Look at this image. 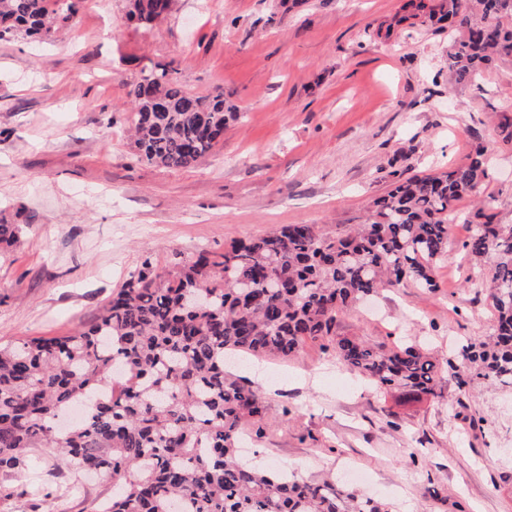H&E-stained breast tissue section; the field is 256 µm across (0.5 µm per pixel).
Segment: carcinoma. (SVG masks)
Returning <instances> with one entry per match:
<instances>
[{"label": "carcinoma", "mask_w": 512, "mask_h": 512, "mask_svg": "<svg viewBox=\"0 0 512 512\" xmlns=\"http://www.w3.org/2000/svg\"><path fill=\"white\" fill-rule=\"evenodd\" d=\"M174 2L131 0L129 19L151 26ZM81 3L0 0V40L20 32L48 40ZM405 7L425 23L448 24V72L458 85L512 60V0ZM128 95L140 158L172 170L220 144L234 116L224 95L197 96L166 68L142 72ZM495 135L512 148V116L498 120ZM487 164L477 147L462 166L398 181L348 233L289 224L234 238L221 254L199 250L173 269L147 263L82 329L0 343V471L25 469L40 448L73 484L100 473L112 500L92 512H392L332 475L272 473L240 456L241 437L262 424L266 405L226 364L288 360L312 342L381 393L439 396L442 370L427 346L403 338L386 346L337 329L342 315L382 289L437 288L448 225L461 219L456 204L475 192ZM487 210L482 201L464 218V248L470 278L489 267L493 334L446 360L461 388L512 384V225L494 223Z\"/></svg>", "instance_id": "cac0c4a2"}]
</instances>
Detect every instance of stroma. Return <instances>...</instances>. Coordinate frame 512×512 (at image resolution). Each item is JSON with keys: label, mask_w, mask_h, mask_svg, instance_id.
Here are the masks:
<instances>
[{"label": "stroma", "mask_w": 512, "mask_h": 512, "mask_svg": "<svg viewBox=\"0 0 512 512\" xmlns=\"http://www.w3.org/2000/svg\"><path fill=\"white\" fill-rule=\"evenodd\" d=\"M405 0H177L151 29L128 0H87L73 26L38 42L0 41V342L62 336L88 323L132 273L285 224L333 235L361 223L398 179L492 156L474 196L512 224V153L491 120L512 114V61L451 86L448 31L406 17ZM175 68L199 96L236 108L222 143L193 167L144 163L127 92L142 71ZM466 224L451 225L438 287L388 290L339 321L343 335H400L447 355L492 333L486 295L466 276ZM232 371L258 390L270 425L246 446L303 476L351 469L396 512H512V387L395 401L311 345L287 361ZM45 451L0 474V512H46Z\"/></svg>", "instance_id": "1"}]
</instances>
